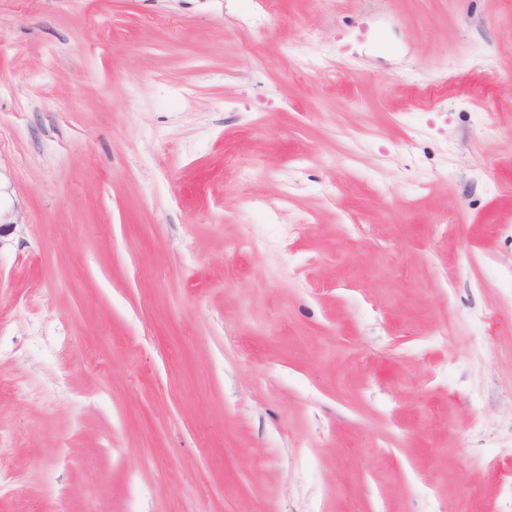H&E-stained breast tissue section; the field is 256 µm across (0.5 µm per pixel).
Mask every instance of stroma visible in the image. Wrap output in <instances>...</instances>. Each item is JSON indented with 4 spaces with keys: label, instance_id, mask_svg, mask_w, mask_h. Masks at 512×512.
Returning a JSON list of instances; mask_svg holds the SVG:
<instances>
[{
    "label": "stroma",
    "instance_id": "obj_1",
    "mask_svg": "<svg viewBox=\"0 0 512 512\" xmlns=\"http://www.w3.org/2000/svg\"><path fill=\"white\" fill-rule=\"evenodd\" d=\"M0 434V512H512V0H0Z\"/></svg>",
    "mask_w": 512,
    "mask_h": 512
}]
</instances>
